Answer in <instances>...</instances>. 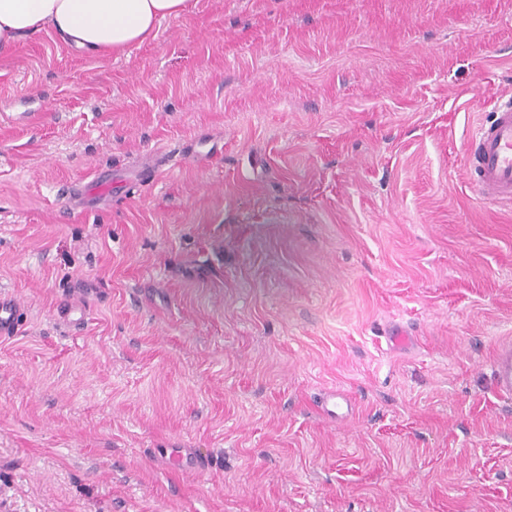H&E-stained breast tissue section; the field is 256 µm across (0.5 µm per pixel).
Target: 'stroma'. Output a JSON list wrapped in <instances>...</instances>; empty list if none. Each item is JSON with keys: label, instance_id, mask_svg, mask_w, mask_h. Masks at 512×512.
I'll return each instance as SVG.
<instances>
[{"label": "stroma", "instance_id": "35a3bbf8", "mask_svg": "<svg viewBox=\"0 0 512 512\" xmlns=\"http://www.w3.org/2000/svg\"><path fill=\"white\" fill-rule=\"evenodd\" d=\"M503 90L512 0H189L121 56L1 50L0 292L26 319L0 512H512V202L466 154ZM112 174L98 173L86 182L85 186L74 190L78 205L84 208L97 206L100 200L112 199ZM491 375L495 393L504 398L512 397V340H501L491 360ZM154 454L163 460H173L185 469L203 471L204 462L187 448H154Z\"/></svg>", "mask_w": 512, "mask_h": 512}]
</instances>
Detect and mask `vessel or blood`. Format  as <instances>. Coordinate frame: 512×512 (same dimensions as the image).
Wrapping results in <instances>:
<instances>
[{
  "mask_svg": "<svg viewBox=\"0 0 512 512\" xmlns=\"http://www.w3.org/2000/svg\"><path fill=\"white\" fill-rule=\"evenodd\" d=\"M472 157L470 175L483 199L512 201V96L498 99L493 120L480 126L467 144ZM78 205L97 206L100 200L111 198L112 177L99 173L74 190ZM23 310L19 301L0 295V338L16 335L21 327ZM491 375L495 393L512 397V340H501L491 360ZM156 454L173 460L183 468L202 470L203 461L185 448H160Z\"/></svg>",
  "mask_w": 512,
  "mask_h": 512,
  "instance_id": "b4317fda",
  "label": "vessel or blood"
}]
</instances>
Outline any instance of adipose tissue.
I'll return each instance as SVG.
<instances>
[{"instance_id": "obj_1", "label": "adipose tissue", "mask_w": 512, "mask_h": 512, "mask_svg": "<svg viewBox=\"0 0 512 512\" xmlns=\"http://www.w3.org/2000/svg\"><path fill=\"white\" fill-rule=\"evenodd\" d=\"M188 0H0V49L20 36L52 29L93 54H125L182 16Z\"/></svg>"}]
</instances>
